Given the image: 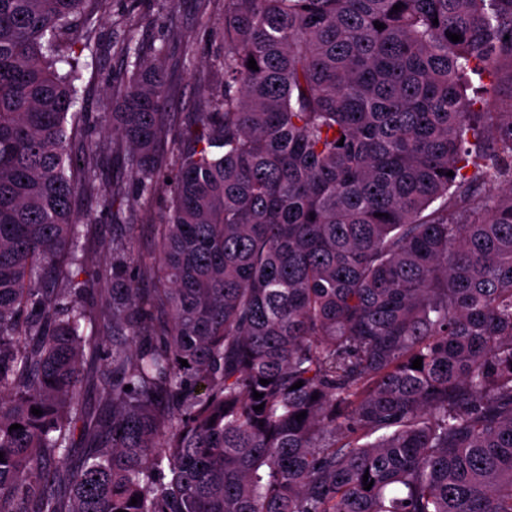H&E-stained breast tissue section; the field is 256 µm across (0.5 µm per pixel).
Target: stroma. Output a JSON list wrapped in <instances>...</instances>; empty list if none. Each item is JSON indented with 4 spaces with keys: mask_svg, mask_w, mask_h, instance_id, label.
I'll list each match as a JSON object with an SVG mask.
<instances>
[{
    "mask_svg": "<svg viewBox=\"0 0 512 512\" xmlns=\"http://www.w3.org/2000/svg\"><path fill=\"white\" fill-rule=\"evenodd\" d=\"M198 0H108L96 18V34L82 52L86 66L77 83L81 114L98 117L112 109V77L125 60L119 49L127 38H134L144 61H152L156 50H164L169 60L168 80L176 94L168 110L175 126H185L199 111V93L211 99L224 94L221 63L224 40L216 24L224 15V0H212L208 14L197 9ZM81 209L92 214L96 234L90 245L98 257H105V244L111 243L115 223L134 227L136 243L142 252L152 249L154 230L164 221L162 203L150 209L124 207L120 220H113L98 200L85 198Z\"/></svg>",
    "mask_w": 512,
    "mask_h": 512,
    "instance_id": "35a3bbf8",
    "label": "stroma"
}]
</instances>
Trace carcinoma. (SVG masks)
Wrapping results in <instances>:
<instances>
[{
    "label": "carcinoma",
    "instance_id": "carcinoma-1",
    "mask_svg": "<svg viewBox=\"0 0 512 512\" xmlns=\"http://www.w3.org/2000/svg\"><path fill=\"white\" fill-rule=\"evenodd\" d=\"M105 4L0 0V512H512V0H224V96L130 38L91 150ZM108 157L156 257L90 252ZM473 87L482 84H493L496 92L491 98L480 97L474 94L473 89L467 90V96L471 102H475L474 108L479 112H505L512 102V81L509 78L507 68H503L493 74H483L481 79L478 76L472 78Z\"/></svg>",
    "mask_w": 512,
    "mask_h": 512
}]
</instances>
